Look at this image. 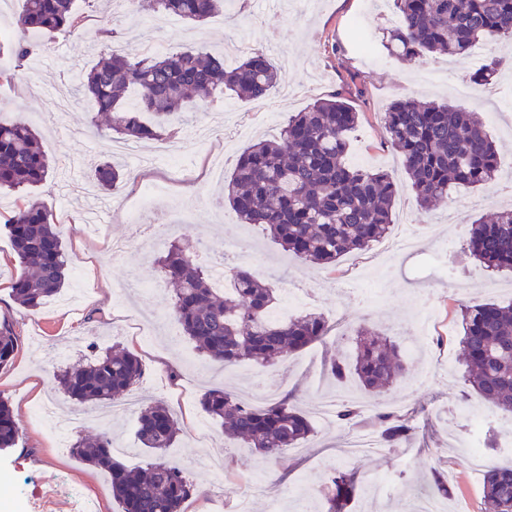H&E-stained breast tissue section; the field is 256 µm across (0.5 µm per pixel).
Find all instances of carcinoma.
Instances as JSON below:
<instances>
[{"label":"carcinoma","instance_id":"carcinoma-1","mask_svg":"<svg viewBox=\"0 0 512 512\" xmlns=\"http://www.w3.org/2000/svg\"><path fill=\"white\" fill-rule=\"evenodd\" d=\"M399 22L389 31L390 54L416 59L425 53L466 56L486 36H512V0H392ZM138 10L164 11L201 22L224 6L223 0H133ZM85 16L74 0H24L16 19L23 33L77 30ZM39 45L25 39L0 45V52L22 62ZM501 61L490 57L473 74L477 85L493 82ZM278 85V70L261 53L232 67L199 49L164 56L113 51L100 57L81 87L104 114L105 127L124 141L175 137L189 94L207 103L218 90L238 98H265ZM359 113L341 97L318 98L288 117L276 140L252 143L239 156L225 189L239 223L262 227L274 243L301 262L333 268L343 256L363 252L386 237L393 224L396 189L384 171L351 167L344 156ZM391 145L403 160L417 206L432 211L452 200L462 187L493 183L499 175L498 150L471 114L446 103L399 99L383 117ZM50 160L33 128L0 121V193H19L43 182ZM102 190L123 179L106 163L95 171ZM21 266L12 283L16 303L32 313L59 293L69 280L70 257L55 230L53 211L43 202L20 206L4 221ZM467 249L492 271L512 272V208L470 224ZM163 277L174 287L171 308L184 335L205 359L224 366L270 363L295 354L327 334L321 313L285 320L272 317L279 295L275 285L236 264L231 288L213 286L210 270L197 262V248L174 243L158 259ZM464 384L492 406L493 415L512 423V304L472 299L459 305ZM356 345L338 353L328 373L336 381L351 374L378 405L373 425L388 448L408 442L414 428L404 416L381 407L384 393L406 376L399 345L373 329H356ZM12 326L0 323V368L17 352ZM142 362L134 349L112 347L85 364L54 373L68 398L86 410L116 401L136 384ZM202 410L242 442L269 459L306 445L314 434L310 417L284 397L254 405L221 387L207 389ZM20 427L8 400L0 397V450L16 446ZM180 428L161 402L142 406L137 439L152 456L129 466L112 451V435L78 438L73 455L109 474L112 498L120 512H183L194 485L164 452L178 440ZM328 497L329 512H340L352 488L351 475L339 471ZM481 512H512V465H488L482 476Z\"/></svg>","mask_w":512,"mask_h":512}]
</instances>
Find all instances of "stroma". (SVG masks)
<instances>
[{"mask_svg": "<svg viewBox=\"0 0 512 512\" xmlns=\"http://www.w3.org/2000/svg\"><path fill=\"white\" fill-rule=\"evenodd\" d=\"M79 8L88 17L83 29L45 37L41 50L20 64L0 55V69L14 71L11 81H0V119H19L37 128L54 173L33 195L51 207L55 229L74 266L85 271L84 279L70 277L62 292L35 313L0 299V320L13 324L18 339L13 363L0 369V396L8 399L20 426L17 445L0 451V512H116L107 476L72 456L33 417L34 408L43 404L63 413L73 408L51 377L54 348L72 336L82 337L83 344L67 355L70 363L115 343L134 347L141 357L146 375L132 394L140 401L164 400L180 423V439L168 456L196 488L185 504L187 512H232L243 494L248 512H326L323 493L339 467L361 482L345 512H417L418 494L436 469L449 475L454 486L444 501L446 512H481L475 453L467 446L457 411H482L486 404L465 389L461 377L458 305L473 298L512 303V274L485 271L463 242L472 221L512 204V194L489 184L461 190L431 212L418 211L382 117L399 98L448 100L473 112L499 146L500 176L512 175V39L482 40L471 56L430 54L403 61L385 48L395 14L391 0H322L310 15L292 9L291 0H281L280 8L260 7L252 17L238 15L229 4L201 24L137 11L119 0L113 5L81 0ZM161 18L166 21L162 28L157 25ZM109 29L114 32L110 38L105 35ZM244 34L251 38L252 50L266 54L279 69V89L263 100L273 118H253L254 102L221 93L204 106L188 103L176 125L180 162L198 171L210 152L220 150L225 171H232L236 156L254 139L277 138L288 115L315 99L339 94L361 114L350 135L347 162L392 174L398 185L393 220L401 222L405 213H412L420 231L419 253L389 254L377 242L343 257L332 273L301 263L259 228L239 226L224 203L223 180L168 185L162 141L141 143L142 152L156 158L147 168L137 157L115 151L113 138L94 124L89 100L76 93L82 74L101 53L151 55L160 39L172 49L193 47L220 57ZM490 55L502 61L493 85L462 95L470 73ZM62 100L69 102L68 111L57 109ZM107 162L120 165L124 173L108 193L94 179L96 167ZM151 183L162 187L148 214L164 227L158 238L146 236L143 228L123 217L136 188ZM97 210L104 213L106 238L125 244L122 260L89 241L86 224ZM198 235L206 243L198 253L202 265H210L212 253L229 251L258 275L272 274L278 285L303 289L305 311L323 313L335 326L332 335L265 367H225L203 359L181 335L168 291L150 289L160 280L156 258L172 241ZM442 242L450 246L448 261L455 272L450 284L420 269L423 254ZM362 283L375 290L376 299L357 298ZM429 293L435 297L436 333L421 337L416 353L407 354L405 361L409 378H416L426 365L430 378L415 391L401 384L385 397L389 404L403 395L408 398L402 413L416 433L404 449L341 460V440L352 431L369 432V425L363 422L348 430L316 417L315 433L304 447L268 461L227 440L222 427L202 411L199 401L207 388L219 386L246 396L263 378L274 382L270 398L291 393L301 408L312 409L320 392L340 387L324 366L336 353L352 349L358 326L377 328L405 343L401 327L421 314L420 299ZM372 478L387 483V491L374 497L364 490V481Z\"/></svg>", "mask_w": 512, "mask_h": 512, "instance_id": "obj_1", "label": "stroma"}]
</instances>
